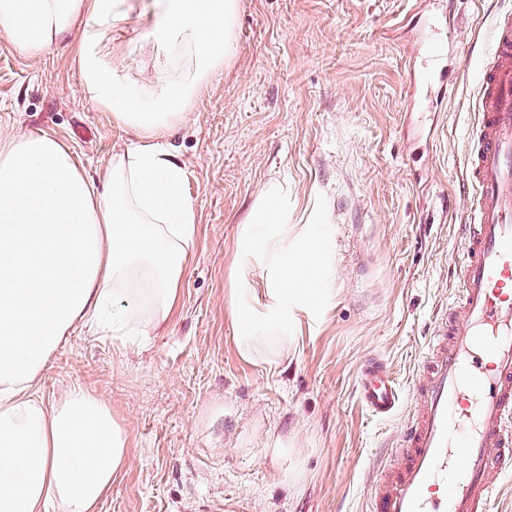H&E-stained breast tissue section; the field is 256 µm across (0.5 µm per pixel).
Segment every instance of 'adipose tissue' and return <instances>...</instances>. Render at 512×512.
Listing matches in <instances>:
<instances>
[{
    "mask_svg": "<svg viewBox=\"0 0 512 512\" xmlns=\"http://www.w3.org/2000/svg\"><path fill=\"white\" fill-rule=\"evenodd\" d=\"M124 0H0V30L26 56L73 27L87 99L137 145L113 154L99 177L47 132L0 136V512H97L127 461L125 431L92 392L69 388L45 408L37 377L61 336L95 321L123 337L129 322L162 332L182 284L196 213L167 139L235 43L239 0H157L156 65L147 83L127 76L105 36ZM280 183L253 200L237 251L263 288L232 289L236 346L247 361L287 355L296 313L318 311L331 291L327 254L308 226L288 221Z\"/></svg>",
    "mask_w": 512,
    "mask_h": 512,
    "instance_id": "obj_1",
    "label": "adipose tissue"
}]
</instances>
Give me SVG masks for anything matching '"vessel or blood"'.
<instances>
[{
	"instance_id": "b4317fda",
	"label": "vessel or blood",
	"mask_w": 512,
	"mask_h": 512,
	"mask_svg": "<svg viewBox=\"0 0 512 512\" xmlns=\"http://www.w3.org/2000/svg\"><path fill=\"white\" fill-rule=\"evenodd\" d=\"M476 75L477 124L463 158L457 298L431 324L409 392L367 356L358 395L386 419L409 402L396 448L373 465L370 512H492L512 479V10L497 13Z\"/></svg>"
}]
</instances>
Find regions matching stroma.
Here are the masks:
<instances>
[{
  "mask_svg": "<svg viewBox=\"0 0 512 512\" xmlns=\"http://www.w3.org/2000/svg\"><path fill=\"white\" fill-rule=\"evenodd\" d=\"M152 0H127L112 30L125 72H153L140 44ZM512 0H240L237 38L173 130L197 216L164 333L118 340L80 326L38 378L52 407L95 392L127 435V464L98 512H369L370 466L401 417L368 414L356 394L367 355L409 390L436 312L451 302L462 158L476 121L474 76L493 16ZM77 34L40 57L0 32V135L49 131L90 175L135 142L86 99ZM287 182L291 221L335 252L336 295L299 313L285 361L240 358L232 285L261 288L235 241L254 198ZM286 455L277 456L272 444Z\"/></svg>",
  "mask_w": 512,
  "mask_h": 512,
  "instance_id": "obj_1",
  "label": "stroma"
}]
</instances>
